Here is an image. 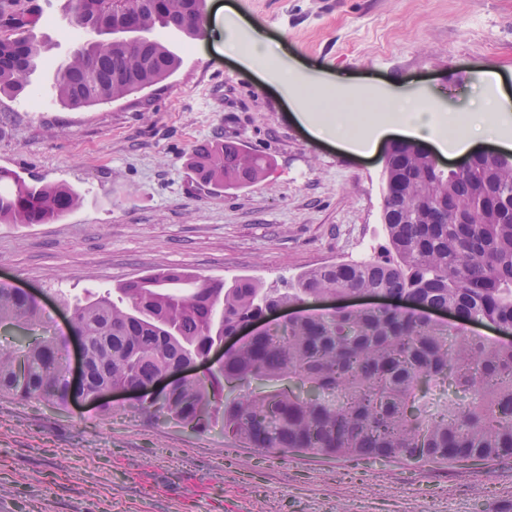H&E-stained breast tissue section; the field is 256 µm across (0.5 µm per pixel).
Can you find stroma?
I'll return each instance as SVG.
<instances>
[{"mask_svg": "<svg viewBox=\"0 0 512 512\" xmlns=\"http://www.w3.org/2000/svg\"><path fill=\"white\" fill-rule=\"evenodd\" d=\"M282 45L284 62L383 94L454 108L512 97V0H208ZM219 33L176 46L180 69L79 110L45 99L48 57L28 93H0V169L65 182L80 204L47 224H0V283L39 297L78 351L58 298L173 267L266 283L388 244L384 166L318 141L281 88L222 51ZM500 81L487 85V71ZM221 136L268 155L261 182L197 189L184 160ZM59 408L0 397V512H512V460L405 464L299 453L258 456L115 401Z\"/></svg>", "mask_w": 512, "mask_h": 512, "instance_id": "1", "label": "stroma"}]
</instances>
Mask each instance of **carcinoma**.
Wrapping results in <instances>:
<instances>
[{"mask_svg": "<svg viewBox=\"0 0 512 512\" xmlns=\"http://www.w3.org/2000/svg\"><path fill=\"white\" fill-rule=\"evenodd\" d=\"M57 12L87 33L48 78V94L69 109L165 81L182 57L164 33L175 28L195 40L204 24L203 0H126L115 10L108 0H58ZM40 20L3 4L0 93H23L49 53L34 33ZM128 20L148 33L140 52L112 40L113 28ZM102 67L118 76L100 82ZM185 164L199 185L216 191L257 183L272 170L267 156L222 139L195 145ZM2 181L10 187L0 192V224L49 223L81 200L65 183L0 170ZM385 186L389 255L362 265H323L286 288L164 268L113 291L74 301L60 295L84 340L83 393L121 387L142 410L197 433L219 424L225 440L260 453L413 464L511 459L512 343L461 333L427 312L442 307L460 324L512 330V163L476 158L448 170L408 142L394 147ZM360 294L396 303L299 315L224 355L207 374L177 381L161 403L149 396L157 373L202 359L270 308ZM2 320L40 335L0 348V396L68 405L66 359L39 299L1 283Z\"/></svg>", "mask_w": 512, "mask_h": 512, "instance_id": "carcinoma-1", "label": "carcinoma"}]
</instances>
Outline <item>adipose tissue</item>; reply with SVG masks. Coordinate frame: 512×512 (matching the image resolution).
<instances>
[{
  "label": "adipose tissue",
  "instance_id": "ef3b65f1",
  "mask_svg": "<svg viewBox=\"0 0 512 512\" xmlns=\"http://www.w3.org/2000/svg\"><path fill=\"white\" fill-rule=\"evenodd\" d=\"M224 51L249 68L264 72L291 99L297 119L318 139L363 155H376L390 136L432 146L439 154L464 156L474 145L493 141L504 124L505 101L482 102L473 112H441L427 100L407 92L380 102L366 87L347 90L343 84L305 77L285 65L261 28L242 39L236 26L225 27Z\"/></svg>",
  "mask_w": 512,
  "mask_h": 512
}]
</instances>
